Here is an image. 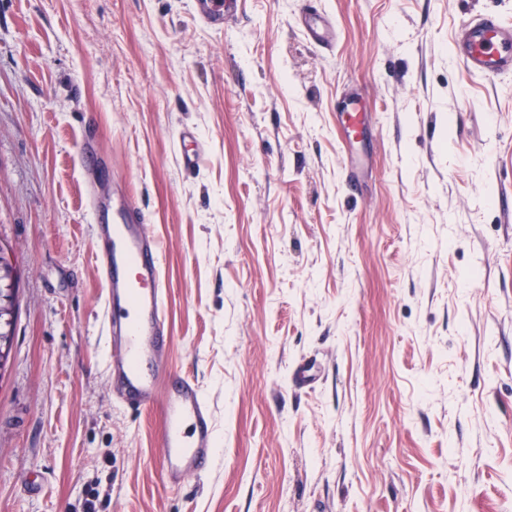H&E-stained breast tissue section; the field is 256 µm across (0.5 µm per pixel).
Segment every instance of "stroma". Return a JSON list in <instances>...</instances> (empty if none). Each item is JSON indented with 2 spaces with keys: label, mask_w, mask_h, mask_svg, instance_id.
<instances>
[{
  "label": "stroma",
  "mask_w": 512,
  "mask_h": 512,
  "mask_svg": "<svg viewBox=\"0 0 512 512\" xmlns=\"http://www.w3.org/2000/svg\"><path fill=\"white\" fill-rule=\"evenodd\" d=\"M485 13L512 26V0H242L221 33L192 0H0V512H512V75L454 55ZM92 193L161 238L170 356L214 417L174 488L157 412L109 389ZM304 32L313 44L324 49L332 48L336 38L330 21L318 12H307L304 16ZM362 112L361 107L354 98L349 99L338 112L340 123L343 127L342 132L348 138L354 139L362 134L364 128V115ZM2 289H5L11 301V314L8 319L2 322L0 320V375L8 361L12 347V339L19 309V278L14 277L11 280L5 279L2 283L0 282V290Z\"/></svg>",
  "instance_id": "35a3bbf8"
}]
</instances>
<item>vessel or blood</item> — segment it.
<instances>
[{"instance_id": "obj_1", "label": "vessel or blood", "mask_w": 512, "mask_h": 512, "mask_svg": "<svg viewBox=\"0 0 512 512\" xmlns=\"http://www.w3.org/2000/svg\"><path fill=\"white\" fill-rule=\"evenodd\" d=\"M237 2L194 0V10L200 21L220 31ZM303 28L313 44L333 47L335 33L326 17L308 12ZM456 49L460 62L472 72L491 78L512 74V29L494 15L465 21ZM339 118L344 135L354 139L362 134L364 115L356 100L345 103ZM103 231L110 240L108 252L98 259L106 288L103 330L111 351L109 385L125 407H160L162 476L174 487L214 458L213 415L198 382L158 360L165 331L162 243L149 231L144 212L124 200L113 206L112 222Z\"/></svg>"}]
</instances>
